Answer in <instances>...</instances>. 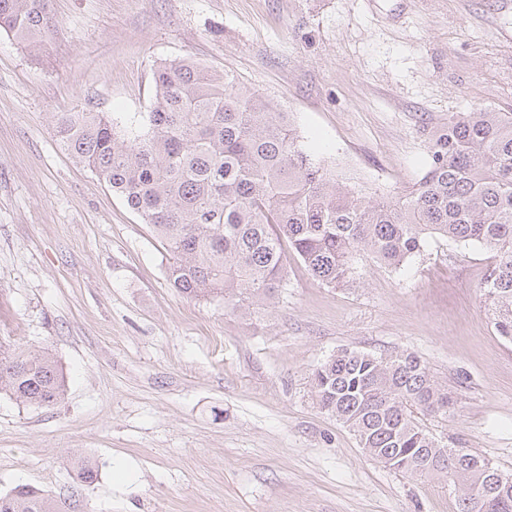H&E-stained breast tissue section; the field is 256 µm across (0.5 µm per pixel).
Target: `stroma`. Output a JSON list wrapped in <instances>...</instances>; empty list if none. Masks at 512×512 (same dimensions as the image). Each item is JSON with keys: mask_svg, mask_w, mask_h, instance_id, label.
I'll use <instances>...</instances> for the list:
<instances>
[{"mask_svg": "<svg viewBox=\"0 0 512 512\" xmlns=\"http://www.w3.org/2000/svg\"><path fill=\"white\" fill-rule=\"evenodd\" d=\"M29 56L0 33V346L52 350L64 398L0 394V493L66 512H458L452 480L370 458L322 411L313 372L337 351L421 358L456 405L427 419L512 475V343L481 285L491 254L428 238L393 269L288 286L242 314L183 296L124 199L53 135L59 112L148 111L153 72L193 61L291 114L305 148L371 195L426 171L452 112H512V0H51ZM78 458L98 468L80 483ZM124 464L132 484L115 481ZM9 498L7 506L2 505L3 499ZM54 500L48 495L18 486L14 490L0 494V512H59Z\"/></svg>", "mask_w": 512, "mask_h": 512, "instance_id": "1", "label": "stroma"}]
</instances>
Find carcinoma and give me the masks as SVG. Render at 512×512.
<instances>
[{
    "mask_svg": "<svg viewBox=\"0 0 512 512\" xmlns=\"http://www.w3.org/2000/svg\"><path fill=\"white\" fill-rule=\"evenodd\" d=\"M50 0H0V33L38 56L56 32ZM142 122L102 112H61L56 140L150 225L166 249L168 280L192 298L221 297L248 311L288 282V252L322 284L349 282L361 260L399 269L427 237L493 253L483 287L497 334L512 342V112L448 115L429 141L423 176L402 193L374 198L336 180L309 154L282 112L234 78L189 61L160 63ZM318 406L346 424L374 460L405 474L450 477L459 512L492 482L488 460L436 439L423 423L454 407L412 353L341 350L312 378ZM52 406L65 380L54 354L0 348V392ZM0 512H59L26 486L0 494ZM479 512H512V485Z\"/></svg>",
    "mask_w": 512,
    "mask_h": 512,
    "instance_id": "obj_1",
    "label": "carcinoma"
}]
</instances>
